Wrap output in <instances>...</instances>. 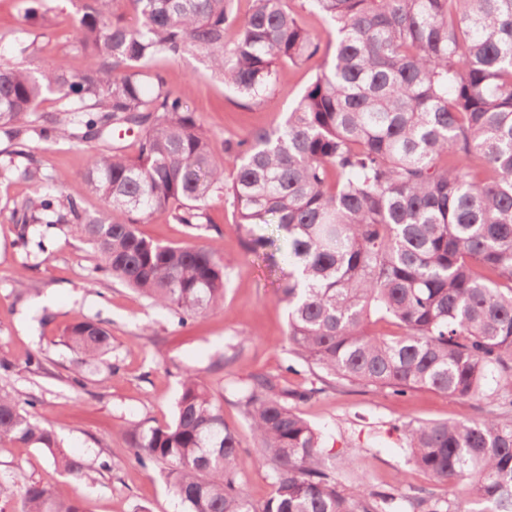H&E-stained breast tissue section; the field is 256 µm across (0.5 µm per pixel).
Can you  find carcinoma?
<instances>
[{
    "label": "carcinoma",
    "mask_w": 512,
    "mask_h": 512,
    "mask_svg": "<svg viewBox=\"0 0 512 512\" xmlns=\"http://www.w3.org/2000/svg\"><path fill=\"white\" fill-rule=\"evenodd\" d=\"M236 2L84 0L78 75L63 60L39 63L36 40L15 41L20 60L0 63V183L34 191L0 213L23 243L33 224L60 226L94 250L95 272L180 325L224 305L230 261L217 249L155 242L138 225L157 212L209 224L208 202L222 193L245 253L280 270L291 352L322 382L399 396L428 388L498 408L473 423H404L407 462L457 492L395 496L338 477L351 457L326 449L296 406L322 389L255 378L237 404L271 485L256 503L223 402L188 369L171 422L122 431L183 512H512V0H306L333 43L310 33L290 0H253L243 18ZM156 55L198 58L243 108L270 102L282 64L321 63L282 123L219 138L147 70ZM49 95L55 108L44 112ZM134 129L128 156L116 142ZM61 142L102 146L83 174L101 214L56 190L66 179L42 167L40 146ZM373 314L399 333L371 332ZM65 335L78 356L69 381L82 387V368L112 350V334L85 320ZM37 403L0 392V444L41 449L86 474L35 418ZM20 512L83 509L34 482L20 489Z\"/></svg>",
    "instance_id": "1"
}]
</instances>
